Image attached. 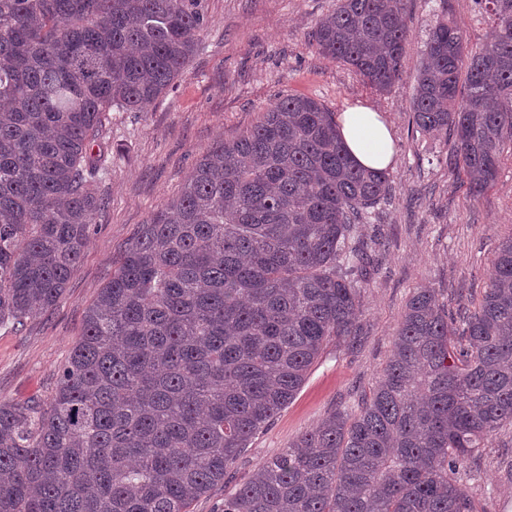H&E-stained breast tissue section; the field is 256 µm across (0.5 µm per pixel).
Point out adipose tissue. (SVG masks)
<instances>
[{
    "instance_id": "adipose-tissue-1",
    "label": "adipose tissue",
    "mask_w": 512,
    "mask_h": 512,
    "mask_svg": "<svg viewBox=\"0 0 512 512\" xmlns=\"http://www.w3.org/2000/svg\"><path fill=\"white\" fill-rule=\"evenodd\" d=\"M336 122L346 151L358 165L372 170H385L391 166L393 136L379 112L359 102L339 112Z\"/></svg>"
}]
</instances>
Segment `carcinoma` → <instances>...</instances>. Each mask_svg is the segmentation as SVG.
<instances>
[{
	"label": "carcinoma",
	"instance_id": "obj_1",
	"mask_svg": "<svg viewBox=\"0 0 512 512\" xmlns=\"http://www.w3.org/2000/svg\"><path fill=\"white\" fill-rule=\"evenodd\" d=\"M441 2L413 121L455 133L477 197L512 146V0H474L495 26L471 49ZM205 24L202 0H0V327L63 295L105 208L112 160L90 144L110 112L166 93ZM406 37L403 0H339L311 39L385 90ZM390 192L310 97L215 140L86 308L50 397L0 403V512H189L224 484L326 346L356 333L372 263L358 229ZM463 338L418 289L370 397L267 460L224 512H473L457 464L512 423V237Z\"/></svg>",
	"mask_w": 512,
	"mask_h": 512
}]
</instances>
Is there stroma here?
I'll list each match as a JSON object with an SVG mask.
<instances>
[{
	"label": "stroma",
	"mask_w": 512,
	"mask_h": 512,
	"mask_svg": "<svg viewBox=\"0 0 512 512\" xmlns=\"http://www.w3.org/2000/svg\"><path fill=\"white\" fill-rule=\"evenodd\" d=\"M408 33L401 80L387 90L311 44L317 22L337 0H205L200 49L162 98L139 112H116L106 136L91 145L111 169L98 183L108 204L79 267L53 310L20 331L0 328V402L47 398L58 369L82 331L85 309L112 276V264L140 224L180 193L216 138L231 140L285 95L309 96L331 112L361 100L390 123L394 159L389 202L364 224L376 267L361 290L352 345L329 344L292 401L249 443L226 483L190 512H222L258 467L286 450L328 414L368 397L391 354L409 298L434 289L454 328L474 311L488 285L493 253L512 237V150L496 180L472 198L449 159L454 136L416 131L410 101L424 45L441 6L463 24L469 45L482 44L492 21L473 0H404ZM459 484L474 512H512V424L492 433Z\"/></svg>",
	"instance_id": "1"
}]
</instances>
